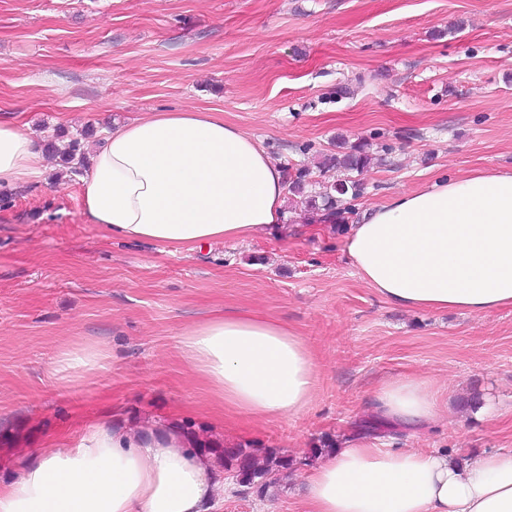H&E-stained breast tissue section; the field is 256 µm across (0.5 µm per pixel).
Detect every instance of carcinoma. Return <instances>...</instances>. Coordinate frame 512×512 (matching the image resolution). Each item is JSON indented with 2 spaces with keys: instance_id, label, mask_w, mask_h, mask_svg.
<instances>
[{
  "instance_id": "carcinoma-1",
  "label": "carcinoma",
  "mask_w": 512,
  "mask_h": 512,
  "mask_svg": "<svg viewBox=\"0 0 512 512\" xmlns=\"http://www.w3.org/2000/svg\"><path fill=\"white\" fill-rule=\"evenodd\" d=\"M61 136L47 144L48 153L59 159L61 166L73 172L86 164V156L81 151L80 141L71 139L67 144L59 145ZM371 161L367 144L360 141L350 144L344 140L336 143V151L324 156L321 163L322 171L359 172L366 168ZM309 172L300 170L295 178L288 182V194L299 200L300 204L311 210L321 209L333 216L339 213V206L344 196L351 195L356 199L360 194L359 183L355 180L336 179L332 182L322 183L320 191L306 194L307 176ZM195 451H204L217 460L224 470L233 471L239 482L245 484H258L260 495H267L276 488L282 480L283 471L290 467L287 455L276 452L257 454L246 448H202L203 442H194Z\"/></svg>"
}]
</instances>
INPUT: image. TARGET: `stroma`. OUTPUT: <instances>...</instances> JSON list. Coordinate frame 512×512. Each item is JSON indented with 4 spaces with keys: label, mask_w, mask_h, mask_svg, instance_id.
I'll use <instances>...</instances> for the list:
<instances>
[{
    "label": "stroma",
    "mask_w": 512,
    "mask_h": 512,
    "mask_svg": "<svg viewBox=\"0 0 512 512\" xmlns=\"http://www.w3.org/2000/svg\"><path fill=\"white\" fill-rule=\"evenodd\" d=\"M223 113L309 191L337 137L374 156L337 217L288 209L268 234L178 252L105 235L82 214L81 176L48 162L0 204V483L48 440L106 420L204 427L214 447L278 450L292 464L268 497L236 491L215 512H305L301 484L324 442L367 436L468 459L512 451V308L478 315L395 307L359 277L350 224L391 196L512 171V0H0V119L38 144L92 149L103 131L162 109ZM224 314L287 324L316 351L318 390L298 416L213 422L179 350ZM102 343L106 367L58 359ZM448 390L450 416L409 434L373 392L401 376Z\"/></svg>",
    "instance_id": "stroma-1"
}]
</instances>
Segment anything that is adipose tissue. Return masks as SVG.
Listing matches in <instances>:
<instances>
[{
  "label": "adipose tissue",
  "instance_id": "ef3b65f1",
  "mask_svg": "<svg viewBox=\"0 0 512 512\" xmlns=\"http://www.w3.org/2000/svg\"><path fill=\"white\" fill-rule=\"evenodd\" d=\"M45 155L0 121V189L41 178ZM253 136L200 109L151 112L106 133L82 179L84 214L113 238L192 252L267 234L286 217V186ZM347 253L361 279L407 310L512 308V172L488 169L394 195L352 224ZM181 355L217 418L297 416L312 404L314 349L287 325L233 314L187 326ZM448 408L445 388L402 375L375 409L419 430ZM224 493L215 463L180 430L106 422L49 442L0 483V512H208ZM306 512H512V452L455 462L444 448L347 440L303 482Z\"/></svg>",
  "mask_w": 512,
  "mask_h": 512
}]
</instances>
